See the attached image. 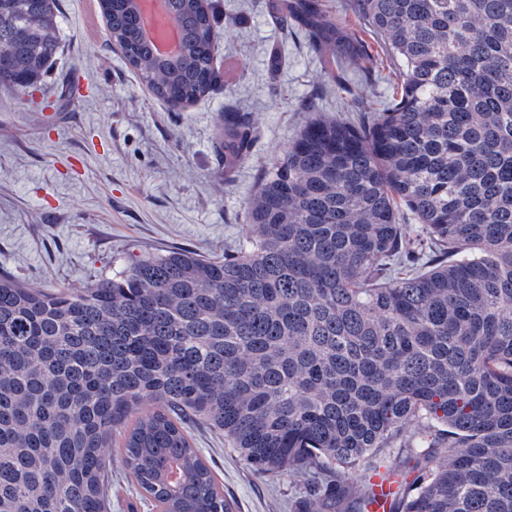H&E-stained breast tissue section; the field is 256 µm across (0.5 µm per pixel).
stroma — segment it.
I'll return each instance as SVG.
<instances>
[{
    "label": "stroma",
    "mask_w": 512,
    "mask_h": 512,
    "mask_svg": "<svg viewBox=\"0 0 512 512\" xmlns=\"http://www.w3.org/2000/svg\"><path fill=\"white\" fill-rule=\"evenodd\" d=\"M212 2L223 29L220 83L173 109L112 46L98 0H58L62 52L40 90L0 87V272L41 288H83L133 256L236 250L250 234L248 199L308 122H363L362 94L380 109L398 88L397 61L350 0L327 3L374 68L340 59L332 79L304 33L279 24L277 0ZM229 112L251 116L254 133L228 173L218 136ZM189 433L233 512H290L299 483L256 474L205 423ZM111 512H154L117 447Z\"/></svg>",
    "instance_id": "35a3bbf8"
}]
</instances>
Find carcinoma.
Instances as JSON below:
<instances>
[{"label": "carcinoma", "instance_id": "carcinoma-1", "mask_svg": "<svg viewBox=\"0 0 512 512\" xmlns=\"http://www.w3.org/2000/svg\"><path fill=\"white\" fill-rule=\"evenodd\" d=\"M99 7L170 107L219 83L211 0H168L174 61L132 0ZM352 7L400 62L399 97L361 128L311 120L238 251L147 254L67 291L0 273V512H110L118 439L160 512H232L189 420L302 483L294 512H364L360 469L402 477L393 512H512V0ZM277 19L329 65L359 56L325 0ZM59 52L57 0H0V85L38 90ZM250 128L224 117L225 166ZM426 252V272L401 264Z\"/></svg>", "mask_w": 512, "mask_h": 512}]
</instances>
